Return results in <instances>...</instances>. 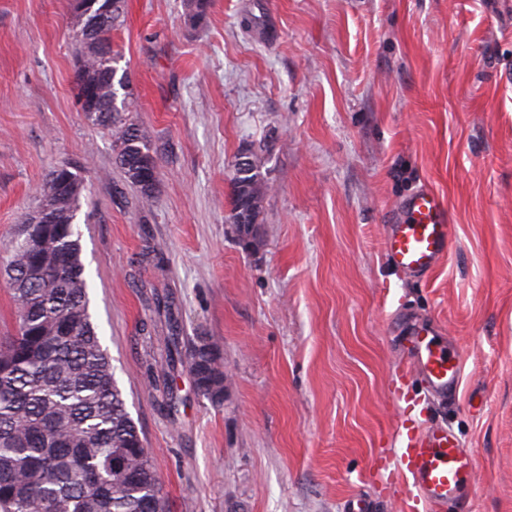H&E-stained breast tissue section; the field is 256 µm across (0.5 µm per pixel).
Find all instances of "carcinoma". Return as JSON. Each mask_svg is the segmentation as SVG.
<instances>
[{
  "label": "carcinoma",
  "mask_w": 512,
  "mask_h": 512,
  "mask_svg": "<svg viewBox=\"0 0 512 512\" xmlns=\"http://www.w3.org/2000/svg\"><path fill=\"white\" fill-rule=\"evenodd\" d=\"M104 40L123 23L115 0ZM82 65L77 84L96 87L98 110L87 113L115 136V163L138 187L142 203L157 173L151 143L136 121L127 74L115 52L103 55L77 40ZM265 181L257 166L229 184L230 221L257 220ZM84 191L82 177L62 165L44 180L36 210L40 245L14 243L6 266L15 334L0 336V512H170L153 456L127 411L112 360L91 321L79 234L74 229ZM198 392L222 402L224 363L217 345L200 336L189 353Z\"/></svg>",
  "instance_id": "1"
}]
</instances>
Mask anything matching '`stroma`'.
<instances>
[{
  "instance_id": "35a3bbf8",
  "label": "stroma",
  "mask_w": 512,
  "mask_h": 512,
  "mask_svg": "<svg viewBox=\"0 0 512 512\" xmlns=\"http://www.w3.org/2000/svg\"><path fill=\"white\" fill-rule=\"evenodd\" d=\"M112 46L157 158L146 205L76 104L70 0H0V240L51 170L80 173L89 311L172 512H408V412L473 455L471 512H512V0H210L199 27L126 0ZM246 149L270 184L251 247L227 202ZM426 187L451 245L409 278L382 241ZM415 320L464 362L455 401L406 374ZM173 334L220 345L223 404L167 366Z\"/></svg>"
}]
</instances>
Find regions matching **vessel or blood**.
Returning a JSON list of instances; mask_svg holds the SVG:
<instances>
[{
    "instance_id": "vessel-or-blood-1",
    "label": "vessel or blood",
    "mask_w": 512,
    "mask_h": 512,
    "mask_svg": "<svg viewBox=\"0 0 512 512\" xmlns=\"http://www.w3.org/2000/svg\"><path fill=\"white\" fill-rule=\"evenodd\" d=\"M451 235L446 202L435 192L423 189L397 207L384 240L392 264L411 277L432 272L448 252ZM411 372L423 383L428 395L455 397L462 380V362L457 353L442 345L432 326L415 324L404 338ZM397 456L409 483L408 500L424 512L458 501L475 461L448 427L405 424Z\"/></svg>"
}]
</instances>
